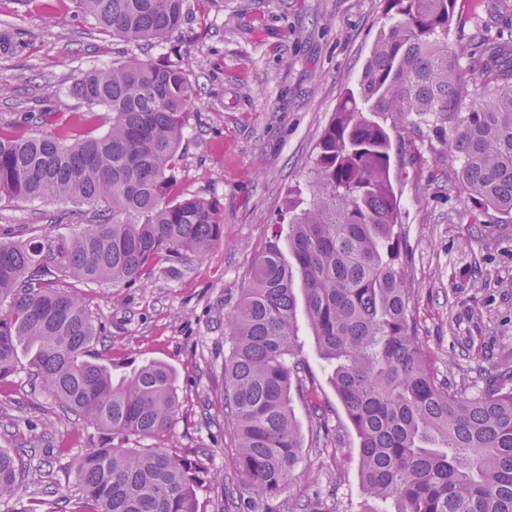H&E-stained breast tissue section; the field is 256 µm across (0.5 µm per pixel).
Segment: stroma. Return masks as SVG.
<instances>
[{
  "label": "stroma",
  "instance_id": "obj_1",
  "mask_svg": "<svg viewBox=\"0 0 512 512\" xmlns=\"http://www.w3.org/2000/svg\"><path fill=\"white\" fill-rule=\"evenodd\" d=\"M189 19L160 43L135 45L101 34L74 0L53 9L40 0H0V130L50 104L60 126L82 117V130L112 121L73 94L90 70L132 60L171 62L186 69L198 95L178 152L177 190L216 201L224 238L193 257L179 277L160 275L129 288L85 289L101 321L93 357L127 367L159 360L170 365L182 412L158 446L198 456L233 477V438L224 424L225 323L242 296L269 226L288 206V191L310 198L318 143L338 103L356 88L386 22L383 0H188ZM512 23V0H457L450 43L478 41L483 27ZM393 152L403 167L399 185L406 247L402 270L412 289L416 334L440 377L476 391L496 358L512 353V222L474 208L460 190L456 166L428 126L397 128ZM93 212L53 200H0V236L71 234ZM305 372L291 390L300 422L303 464L285 497L300 512H365L359 440L330 382L306 318H299ZM27 369L0 382V445L11 434L32 440L20 455V498L47 497L50 512L81 496L74 469L86 449L104 443L75 425L47 397L31 394Z\"/></svg>",
  "mask_w": 512,
  "mask_h": 512
}]
</instances>
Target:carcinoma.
Returning <instances> with one entry per match:
<instances>
[{"mask_svg": "<svg viewBox=\"0 0 512 512\" xmlns=\"http://www.w3.org/2000/svg\"><path fill=\"white\" fill-rule=\"evenodd\" d=\"M457 0H384L388 26L358 90L339 102L313 163L316 188L274 225L227 322L224 423L233 431L236 480L224 512L277 500L301 464L302 432L291 387L303 370L304 311L332 385L359 439L363 493L389 512H512V355L467 396L439 378L418 342L402 274L397 164L389 127L429 122L448 134V157L478 205L512 220V33L471 53L472 82L448 43ZM110 37L160 42L188 18L186 0H76ZM74 94L112 113L97 136L52 138L57 124L26 112L0 134V198L57 199L100 212L71 235L0 240V381L28 362L30 389L53 399L80 428L110 436L76 461L81 498L70 512H198L210 470L166 448L131 442L170 432L182 411L171 366L129 370L91 359L102 326L77 293L58 288L136 286L179 276L224 236L214 200L176 190L173 170L194 89L180 65L149 61L94 69ZM22 469L0 448V501Z\"/></svg>", "mask_w": 512, "mask_h": 512, "instance_id": "cac0c4a2", "label": "carcinoma"}]
</instances>
